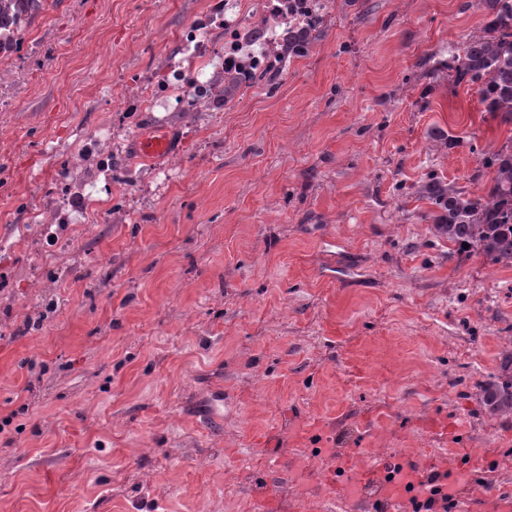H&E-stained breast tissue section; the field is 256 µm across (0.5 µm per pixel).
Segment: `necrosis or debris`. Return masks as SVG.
<instances>
[{"label": "necrosis or debris", "instance_id": "4bbe7bcc", "mask_svg": "<svg viewBox=\"0 0 512 512\" xmlns=\"http://www.w3.org/2000/svg\"><path fill=\"white\" fill-rule=\"evenodd\" d=\"M47 0H0V113L16 112L33 88L29 71L45 67L50 52L33 34L46 16ZM328 0H204L166 40L155 62L128 71L112 92L111 112H140L144 121L121 130L100 127L70 153L49 204L31 212L46 237L61 239L75 217L94 219L112 199L119 155L137 149L142 133L167 125L171 116L195 119L221 112L256 90L261 75L287 71L295 57L288 39L316 25ZM233 82L235 92L225 95Z\"/></svg>", "mask_w": 512, "mask_h": 512}]
</instances>
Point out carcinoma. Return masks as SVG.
Wrapping results in <instances>:
<instances>
[{
    "mask_svg": "<svg viewBox=\"0 0 512 512\" xmlns=\"http://www.w3.org/2000/svg\"><path fill=\"white\" fill-rule=\"evenodd\" d=\"M482 21L458 53H448V77L456 83L479 84L485 111L512 124V0H479ZM489 185L472 195L441 181L422 192L439 209L435 228L448 241L475 250L492 263L512 268V137L487 153ZM484 410L512 415V353L500 361L498 374L479 384Z\"/></svg>",
    "mask_w": 512,
    "mask_h": 512,
    "instance_id": "1",
    "label": "carcinoma"
}]
</instances>
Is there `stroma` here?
Segmentation results:
<instances>
[{
	"mask_svg": "<svg viewBox=\"0 0 512 512\" xmlns=\"http://www.w3.org/2000/svg\"><path fill=\"white\" fill-rule=\"evenodd\" d=\"M201 0H49L0 129V512H355L339 451L421 460L493 448L460 493L512 496V416L478 385L512 351V269L433 231L430 179L483 193L512 127L441 63L464 0H330L278 88L177 122L179 171L45 241L29 223L70 151L113 122L112 75ZM287 473L266 474L265 435Z\"/></svg>",
	"mask_w": 512,
	"mask_h": 512,
	"instance_id": "1",
	"label": "stroma"
}]
</instances>
